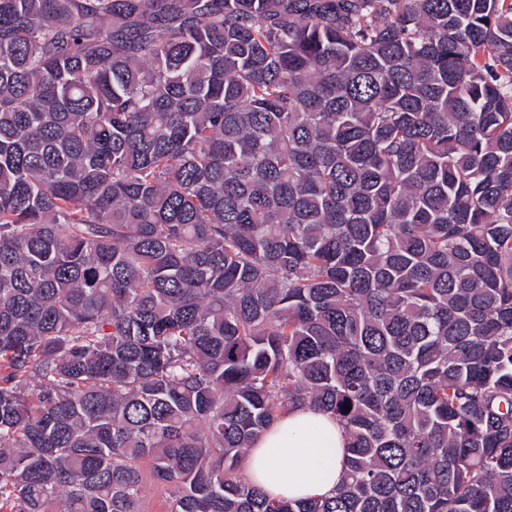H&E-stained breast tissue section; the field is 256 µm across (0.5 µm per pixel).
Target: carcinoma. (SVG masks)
<instances>
[{"label": "carcinoma", "instance_id": "carcinoma-1", "mask_svg": "<svg viewBox=\"0 0 512 512\" xmlns=\"http://www.w3.org/2000/svg\"><path fill=\"white\" fill-rule=\"evenodd\" d=\"M301 406L343 477L273 498ZM144 460L512 512V0H0V512H141ZM344 445V430L329 414L297 408L254 440L240 466L271 497H324L341 482Z\"/></svg>", "mask_w": 512, "mask_h": 512}]
</instances>
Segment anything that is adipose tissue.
<instances>
[{
  "label": "adipose tissue",
  "mask_w": 512,
  "mask_h": 512,
  "mask_svg": "<svg viewBox=\"0 0 512 512\" xmlns=\"http://www.w3.org/2000/svg\"><path fill=\"white\" fill-rule=\"evenodd\" d=\"M345 434L329 414L298 408L254 440L243 471L275 498L305 499L334 493L343 475Z\"/></svg>",
  "instance_id": "adipose-tissue-1"
}]
</instances>
